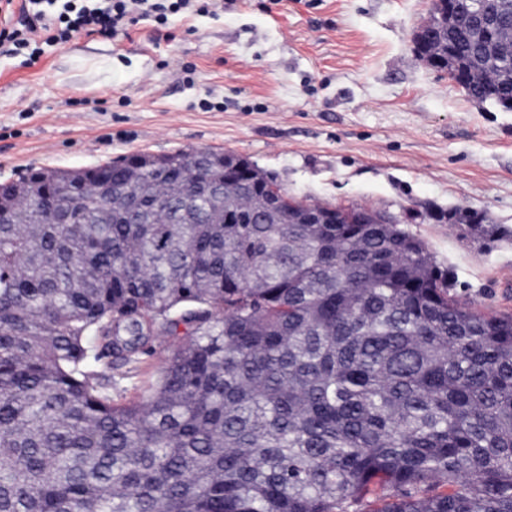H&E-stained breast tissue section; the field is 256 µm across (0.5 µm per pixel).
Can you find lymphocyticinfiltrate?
<instances>
[{"mask_svg": "<svg viewBox=\"0 0 512 512\" xmlns=\"http://www.w3.org/2000/svg\"><path fill=\"white\" fill-rule=\"evenodd\" d=\"M218 0H0L5 21L0 24V52L24 57L26 64L37 63L46 48L70 41L86 32L113 37L125 25L141 18L164 25L169 15L179 12H207ZM31 15V25H13L14 10Z\"/></svg>", "mask_w": 512, "mask_h": 512, "instance_id": "f902f5d3", "label": "lymphocytic infiltrate"}]
</instances>
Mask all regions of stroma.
<instances>
[{
    "label": "stroma",
    "instance_id": "stroma-1",
    "mask_svg": "<svg viewBox=\"0 0 512 512\" xmlns=\"http://www.w3.org/2000/svg\"><path fill=\"white\" fill-rule=\"evenodd\" d=\"M430 0H233L38 63L0 55V182L131 153L212 148L297 200L395 217L452 269L450 293L512 314V112L415 52ZM485 212L489 240L438 211Z\"/></svg>",
    "mask_w": 512,
    "mask_h": 512
}]
</instances>
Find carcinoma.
Here are the masks:
<instances>
[{"label":"carcinoma","instance_id":"1","mask_svg":"<svg viewBox=\"0 0 512 512\" xmlns=\"http://www.w3.org/2000/svg\"><path fill=\"white\" fill-rule=\"evenodd\" d=\"M448 11L420 56L512 112V0ZM268 181L191 149L0 183V512H512V314L399 225ZM159 351L132 397L98 369Z\"/></svg>","mask_w":512,"mask_h":512}]
</instances>
